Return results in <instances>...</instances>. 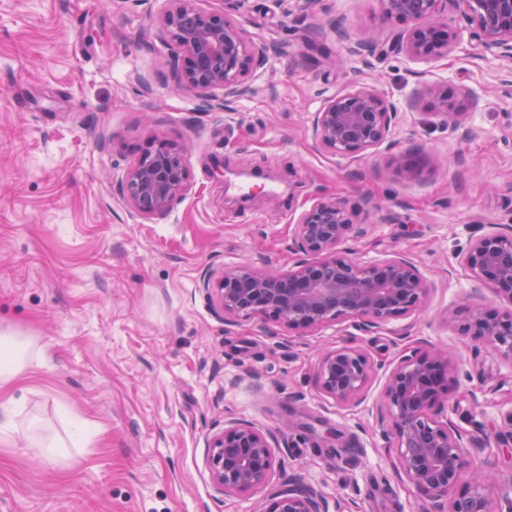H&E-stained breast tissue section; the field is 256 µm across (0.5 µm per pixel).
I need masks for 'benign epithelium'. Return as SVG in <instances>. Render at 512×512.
<instances>
[{
  "label": "benign epithelium",
  "mask_w": 512,
  "mask_h": 512,
  "mask_svg": "<svg viewBox=\"0 0 512 512\" xmlns=\"http://www.w3.org/2000/svg\"><path fill=\"white\" fill-rule=\"evenodd\" d=\"M160 38L171 47L168 66L175 90L194 95L203 110L215 111L250 91L256 71L283 54L260 43L235 16L240 0L203 12L197 0H166ZM309 41L323 33L316 22L319 0H293ZM383 15L406 24L399 30L354 40L346 30L335 33L351 42L348 56L366 61L384 54L412 59H440L463 40L484 57L512 63V0H453L463 24L444 17L448 0H380ZM439 114L458 121L460 111L448 92L436 91ZM397 106L370 87L335 93L323 99L311 120V136L327 153L354 158L392 143ZM192 189L183 150L166 141L141 150L119 182L132 213L143 220L168 215ZM359 208L343 196H318L292 225L291 249L303 255L287 270L255 269L241 264L211 269L202 280L215 311L232 324L242 318H272L302 331L350 320L369 332L391 320L419 312L428 287L415 265L400 254L362 261L337 256L355 234ZM471 275L495 297L512 304V225L490 224L471 239L462 256ZM448 319L474 343L488 345L512 362V308L503 312L467 304ZM385 364L367 352L338 347L325 353L317 367L320 390L339 406L359 405L373 375ZM448 353L413 350L389 370L383 391L390 433L397 440L396 473L421 495L418 512H512V496L494 500L491 481L476 464L473 451L489 439L464 436L448 417ZM275 437L269 431L231 418L210 440V471L226 494H245L268 484L276 463ZM469 481L454 498L448 494L463 476ZM259 512H328L321 492L308 483L272 490Z\"/></svg>",
  "instance_id": "benign-epithelium-1"
}]
</instances>
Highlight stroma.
<instances>
[{"instance_id":"1","label":"stroma","mask_w":512,"mask_h":512,"mask_svg":"<svg viewBox=\"0 0 512 512\" xmlns=\"http://www.w3.org/2000/svg\"><path fill=\"white\" fill-rule=\"evenodd\" d=\"M166 0H0V327L40 351L14 383L18 422L63 432L83 420L88 447L54 462L33 439L0 445V512H256L266 490L224 494L209 441L231 416L274 434L271 487L317 486L339 512H416L397 479L394 440L376 422L386 376L364 403L340 407L318 389L322 353L367 350L395 365L405 348L448 350V406L464 432L492 430L512 409V364L449 324L462 298L498 305L462 265L485 223H512V78L505 62L461 43L448 58L296 63L347 54L385 28L379 0H320L313 48L294 14L244 0L237 18L286 55L228 112L175 94L158 19ZM369 86L397 104L393 147L342 159L314 143L323 92ZM476 93L454 128L430 91ZM418 105L410 109L407 98ZM181 147L191 192L162 219L132 216L118 184L154 139ZM406 154L420 174L403 180ZM252 182L249 198L238 184ZM371 201L350 249L363 260L400 253L428 285L425 310L365 332L345 320L300 331L260 318L228 325L202 286L211 268L289 269L291 224L318 194Z\"/></svg>"}]
</instances>
